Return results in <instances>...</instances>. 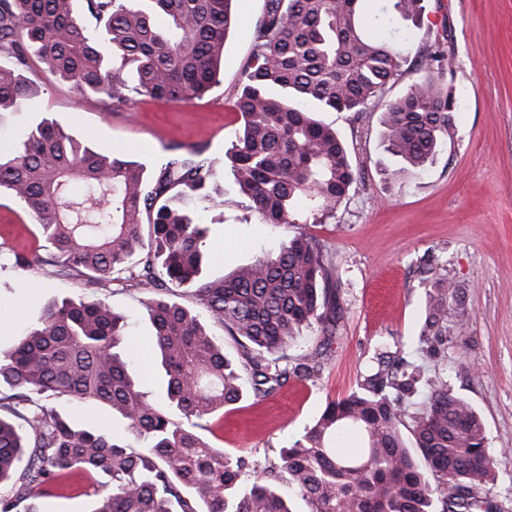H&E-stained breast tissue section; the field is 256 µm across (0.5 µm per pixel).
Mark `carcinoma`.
I'll return each instance as SVG.
<instances>
[{"instance_id": "1", "label": "carcinoma", "mask_w": 512, "mask_h": 512, "mask_svg": "<svg viewBox=\"0 0 512 512\" xmlns=\"http://www.w3.org/2000/svg\"><path fill=\"white\" fill-rule=\"evenodd\" d=\"M0 0V113L33 107L24 76L36 57L80 96L104 95L119 109L137 96L186 102L219 87L234 0ZM368 0H265L235 108L242 134L227 152L238 191L259 223L321 224L336 215L361 169L322 111L370 110L401 66L399 48L376 32ZM424 0H393L405 21ZM452 56L439 42L421 76L384 104L388 152L423 169L455 134L458 104L445 79ZM214 161L202 146L174 145L158 167L104 155L45 118L9 156L0 192L18 201L50 245L47 256L15 252L11 264L47 267L56 278L144 290L152 345L167 377L149 401L128 372L126 316L104 300L64 298L47 306L0 351V512H40L63 478L94 480L92 512H291L288 491L310 512H489L495 457L482 418L431 372L386 347L374 373L329 401L303 433L264 463L206 441L216 414L294 377L313 379L323 351L290 356L304 330L333 341L341 325L334 255L299 232L218 279L202 274L205 229L195 212L210 198ZM448 269L424 305L416 352L444 361L457 311ZM188 290L195 311L171 298ZM241 347H224L205 322ZM65 397L100 403L126 435L87 429L49 406ZM360 447L339 451L346 433ZM142 440L140 453L127 451Z\"/></svg>"}]
</instances>
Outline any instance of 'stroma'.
I'll use <instances>...</instances> for the list:
<instances>
[{
    "instance_id": "stroma-1",
    "label": "stroma",
    "mask_w": 512,
    "mask_h": 512,
    "mask_svg": "<svg viewBox=\"0 0 512 512\" xmlns=\"http://www.w3.org/2000/svg\"><path fill=\"white\" fill-rule=\"evenodd\" d=\"M421 26L381 23L383 37L396 42L404 61L385 97L406 92L419 76L430 45L448 40L453 65L448 85L460 105L456 133L424 171L395 177L383 173L391 158L382 137L381 107L369 112H323L362 171L334 218L305 225L336 255L343 310L342 328L331 344L310 332L309 345H325L318 378L291 379L268 397L247 395L231 411L214 417L203 437L231 453L276 460L329 400L355 389L380 345L415 342L430 275L419 261L435 255L459 286V316L448 330V359L441 372L451 388L480 413L496 458L497 482L490 494L501 512H512V0H425ZM264 0H237V22L224 48L223 82L188 102L148 96L113 108L104 96L81 97L31 61L26 75L37 87L33 110L0 118V151L9 152L43 118L90 141L107 155L138 147L137 159L154 165L173 144L208 147L215 162V198L225 223L210 225L206 272L222 276L235 265L276 251L295 227L258 223L239 196L225 156L241 120L233 107L248 62L252 30ZM37 224L21 205L0 196V347L38 318L53 301L102 299L127 316L134 347L131 370L148 399L159 400L166 377L154 363L152 325L141 290L112 285L95 288L76 279L12 267L14 252H44ZM54 408L79 423L116 435L124 420L102 404L77 405L60 398Z\"/></svg>"
}]
</instances>
